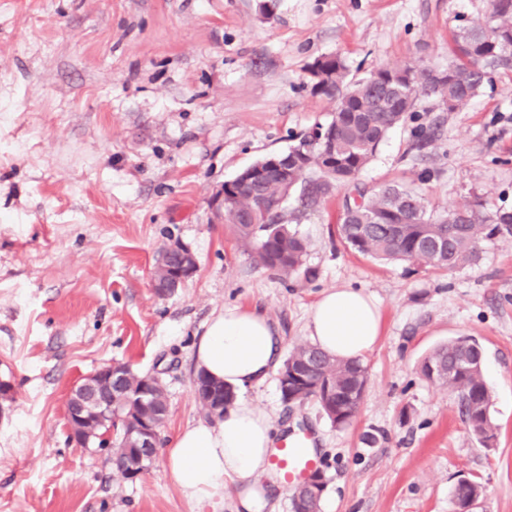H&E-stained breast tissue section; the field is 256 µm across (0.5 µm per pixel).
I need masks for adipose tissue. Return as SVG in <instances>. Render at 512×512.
I'll list each match as a JSON object with an SVG mask.
<instances>
[{
  "label": "adipose tissue",
  "instance_id": "obj_1",
  "mask_svg": "<svg viewBox=\"0 0 512 512\" xmlns=\"http://www.w3.org/2000/svg\"><path fill=\"white\" fill-rule=\"evenodd\" d=\"M381 309L362 289L330 288L312 306L306 333L329 355L358 359L375 347L381 334ZM281 340L261 310L225 307L205 327L195 345L196 371L236 392L265 381L277 364ZM271 420L249 404L229 408L215 422H198L180 431L167 452V465L184 497L200 501L224 492L236 512H263L262 477L274 472Z\"/></svg>",
  "mask_w": 512,
  "mask_h": 512
}]
</instances>
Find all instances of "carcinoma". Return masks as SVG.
<instances>
[{
	"instance_id": "1",
	"label": "carcinoma",
	"mask_w": 512,
	"mask_h": 512,
	"mask_svg": "<svg viewBox=\"0 0 512 512\" xmlns=\"http://www.w3.org/2000/svg\"><path fill=\"white\" fill-rule=\"evenodd\" d=\"M451 52V82L436 79L434 69L417 61L376 70V82L367 77L348 78L339 56L320 69L311 85L334 106L326 124L331 131L328 143H314L303 136L289 148L301 166L286 183L271 174L249 187L234 182L224 188V223L232 227L253 264L286 276L303 266L308 243L289 227L298 216L288 213L282 202L297 192L303 207L313 208L338 185L354 181L388 131L412 118L419 96L433 97L441 104L450 102L456 110L495 76L512 71V0H491L486 21L460 26L453 35ZM338 236L345 247L365 257L452 271L476 264L484 242L511 238L512 211L487 212L475 202L437 212L418 190L388 184L372 192L360 190L357 198L345 203ZM286 364L306 371V380L290 390L297 401L316 402L338 428L352 423L368 388L362 362L338 360L311 344H299ZM482 365L478 343L460 336L435 347L424 358L420 373L431 383L458 391L469 430L487 444L495 438L497 427L490 415ZM142 379L131 371L122 387L112 388V418L132 415L160 429L169 415L165 384L153 380L150 395L142 401L138 396ZM110 444L113 472L130 479L127 449L120 435ZM479 494L474 481L458 485L454 493L457 508H468L472 497Z\"/></svg>"
}]
</instances>
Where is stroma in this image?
Listing matches in <instances>:
<instances>
[{"label":"stroma","mask_w":512,"mask_h":512,"mask_svg":"<svg viewBox=\"0 0 512 512\" xmlns=\"http://www.w3.org/2000/svg\"><path fill=\"white\" fill-rule=\"evenodd\" d=\"M0 0V512H235L232 500L183 497L159 450L142 477L112 472L110 451L70 438V389L101 367L161 373L170 413L161 439L204 419L193 346L227 305L262 309L284 350L306 342L322 291L363 289L382 334L363 358L368 389L353 423L315 403L288 406L276 377L238 395L282 434L308 433L328 486L320 512H456L460 480L474 512H512V239L476 265L438 272L345 248L346 198L417 185L431 208L467 201L512 210V74L467 105L422 98L354 183L299 212L304 268L254 266L214 196L257 160L288 151L333 115L308 66L337 55L351 76L417 60L447 68L455 30L490 0ZM433 134L419 146L416 126ZM178 241L197 268L157 297L152 274ZM466 335L484 349L497 426L468 429L456 390L419 366ZM373 434V444L363 441Z\"/></svg>","instance_id":"stroma-1"}]
</instances>
